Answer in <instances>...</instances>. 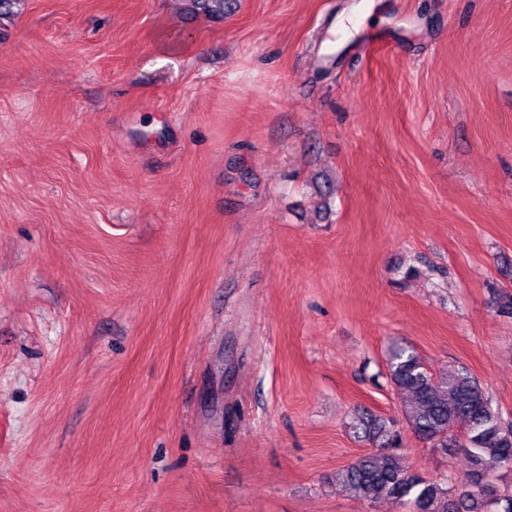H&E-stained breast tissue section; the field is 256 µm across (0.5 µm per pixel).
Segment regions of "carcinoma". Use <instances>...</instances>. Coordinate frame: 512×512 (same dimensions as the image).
<instances>
[{
	"mask_svg": "<svg viewBox=\"0 0 512 512\" xmlns=\"http://www.w3.org/2000/svg\"><path fill=\"white\" fill-rule=\"evenodd\" d=\"M184 2L190 14L222 21L235 0ZM387 378L402 422L367 408L358 412L350 428L376 451L336 470V483L360 500H389L405 512H512V487L498 485L512 474V420L493 407L484 383L464 366L435 373L413 348L397 343L388 354ZM459 426L466 427L467 484L426 478L407 462L402 429L446 453L456 448Z\"/></svg>",
	"mask_w": 512,
	"mask_h": 512,
	"instance_id": "cac0c4a2",
	"label": "carcinoma"
}]
</instances>
